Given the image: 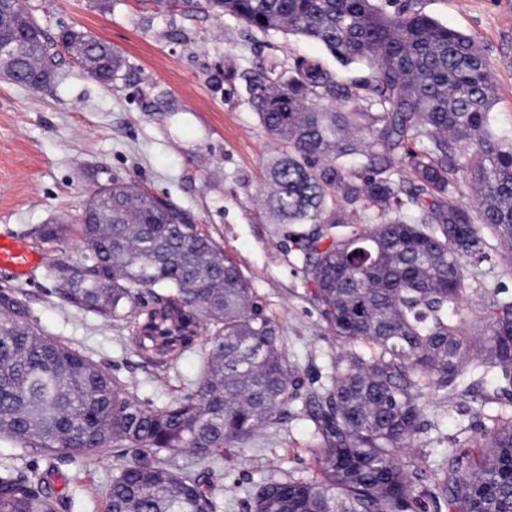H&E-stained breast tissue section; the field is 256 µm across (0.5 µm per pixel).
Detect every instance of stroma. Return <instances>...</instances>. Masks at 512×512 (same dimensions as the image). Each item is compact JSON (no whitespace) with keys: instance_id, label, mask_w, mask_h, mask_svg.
Returning <instances> with one entry per match:
<instances>
[{"instance_id":"obj_1","label":"stroma","mask_w":512,"mask_h":512,"mask_svg":"<svg viewBox=\"0 0 512 512\" xmlns=\"http://www.w3.org/2000/svg\"><path fill=\"white\" fill-rule=\"evenodd\" d=\"M48 34L76 28L109 42L125 59L111 84L81 75L72 54L57 57L53 90L33 93L0 78V235L26 236L49 224L78 223L90 193L112 180H132L170 201L220 245L263 298L288 356L301 366L306 387L326 382L332 355L343 346L322 319L293 256L294 224H275L255 198L278 141L260 125L249 88L270 65L318 58L344 82L367 77L341 66L318 43L245 29L216 14L206 0H24ZM414 9L476 38L495 79L504 123L512 124V0H410ZM467 282L472 312L486 291L512 293V262L487 251ZM22 317L92 358L113 377L133 382L157 405L182 397L210 343L171 364L164 381L138 357L129 334L101 316L63 303L46 267L26 278L0 272V295ZM473 406L462 402L439 416L415 453L439 459L478 428ZM308 423L290 406L280 428L235 449L236 464L179 461L222 485L224 512H248L246 490L261 477L307 478L313 466L305 445ZM113 453L61 465L54 488L72 494L78 512H104L102 497L82 491L91 472L100 489L112 481Z\"/></svg>"}]
</instances>
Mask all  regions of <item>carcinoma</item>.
I'll return each mask as SVG.
<instances>
[{
  "label": "carcinoma",
  "mask_w": 512,
  "mask_h": 512,
  "mask_svg": "<svg viewBox=\"0 0 512 512\" xmlns=\"http://www.w3.org/2000/svg\"><path fill=\"white\" fill-rule=\"evenodd\" d=\"M208 3L369 71L349 84L302 59L250 88L251 107L282 146L260 204L275 224L310 225L296 239L302 272L349 346L306 398L312 477L261 479L251 512H512V295L486 289L483 334L465 328L467 264L489 249L512 257V125L497 120L482 47L407 4ZM0 43L13 46L10 66L34 79L36 93L52 83L60 46L96 82L123 67L119 51L84 31L49 36L22 0H0ZM459 173L474 190L469 204L458 198ZM78 232L91 264L51 267L65 302L130 322L148 362L195 352L204 330L210 348L189 392L157 406L1 296L0 437L49 467L28 476L1 464L0 512H77L47 473L110 447L125 460L112 470L105 512H223L220 489L178 456L216 461L277 428L303 386L298 363L236 262L173 204L116 179L89 196ZM468 398L499 409L438 460L401 456L429 414Z\"/></svg>",
  "instance_id": "cac0c4a2"
}]
</instances>
